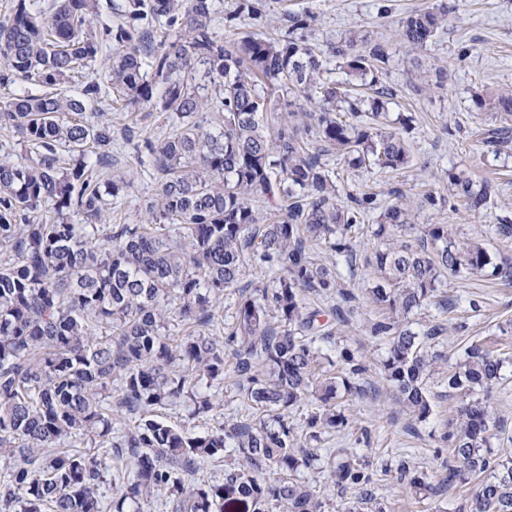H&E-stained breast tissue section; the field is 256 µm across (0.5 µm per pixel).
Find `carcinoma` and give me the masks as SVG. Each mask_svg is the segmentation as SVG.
I'll list each match as a JSON object with an SVG mask.
<instances>
[{"instance_id":"1","label":"carcinoma","mask_w":512,"mask_h":512,"mask_svg":"<svg viewBox=\"0 0 512 512\" xmlns=\"http://www.w3.org/2000/svg\"><path fill=\"white\" fill-rule=\"evenodd\" d=\"M101 8L100 0H57L48 10L17 0L0 20V80L39 87L0 103V126L30 148L21 161L0 159V512H151L160 497L168 512H323L300 478L321 458L297 429L311 443L346 428L344 399L364 394L368 365L348 346L334 356L322 350L333 333L303 293L338 297V316L356 296L338 281L337 263L317 261L311 247L352 265L357 226L376 213L378 277L367 295L384 316L368 332L386 341L385 380L417 421L432 412L433 346L447 328L421 335L405 319L444 280L511 279L512 263L494 261L482 239L453 224L417 229L414 203L400 191L388 204L371 193L341 198L311 151L314 133L352 169L410 164L405 138L382 122L393 97L378 87L385 42L350 30L331 46L349 76L376 86L365 100L324 81L323 60L298 36L309 13L286 16L278 38L225 41L213 29V0H124L121 21L98 27ZM269 11V0H243L234 14ZM444 21L441 8L416 11L401 21L400 38L420 51ZM84 70L105 80L64 93ZM109 95L178 122L145 141L164 178L142 224L101 225L108 197L131 187L93 177L89 149L110 157L112 123L95 109ZM290 95L317 96L320 110L299 122L279 111ZM475 104L501 128L512 125L511 91L478 94ZM93 110L96 120H84ZM339 112L358 122L337 120ZM496 195L489 181L448 175L450 211L458 203L479 211ZM234 294L233 322L217 335L216 304ZM505 362L493 343L473 341L443 379L459 399L444 434L448 483L480 478L465 512H512V457L492 452L488 402ZM228 363L254 421L224 419L206 393L224 385ZM181 404L187 419L215 426L194 432L158 419ZM306 404L313 410L298 427L290 413ZM124 419L135 425L119 429ZM226 456L222 482L196 478ZM327 465L336 483L372 500L366 464L349 449L331 450Z\"/></svg>"}]
</instances>
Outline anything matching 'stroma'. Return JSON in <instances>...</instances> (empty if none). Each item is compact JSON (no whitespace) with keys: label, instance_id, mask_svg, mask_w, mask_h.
I'll return each mask as SVG.
<instances>
[{"label":"stroma","instance_id":"obj_1","mask_svg":"<svg viewBox=\"0 0 512 512\" xmlns=\"http://www.w3.org/2000/svg\"><path fill=\"white\" fill-rule=\"evenodd\" d=\"M270 4L267 20L252 26V33L274 37L284 26V12L312 13L316 21L307 40L326 59L327 82L348 79L345 69L329 53L330 44L346 31L360 29L388 45L390 59L380 82L393 93L390 119L401 115L413 118L405 135L411 165L400 172L376 167L352 170L329 158L340 190L374 192L384 201L400 191L421 202L428 191L446 193L449 172L466 169L474 181L496 185L494 203L474 215L463 209L450 212L444 202L433 207L423 205L417 223L457 225L461 233L483 238L494 258H512V240H502L492 232L493 225L512 224V130L497 142H488L486 131L494 126L492 116L474 103L476 95L512 90V0H270ZM438 6L447 11L444 29L420 52H407L398 36L399 20ZM101 108L112 122V158L104 176L132 181L129 191L113 200L103 221L142 223L145 203L156 192L159 174L141 139L130 136L129 130L142 125L151 135L157 127L145 124L142 113L129 111L122 103L106 101ZM358 239L355 266L342 263L337 267L342 283L357 300L346 309L344 321L333 323L332 328L336 346L359 350L369 364L367 392L347 407L350 427L325 435L322 445L347 448L368 460L374 498L361 512H460L465 492L448 482L450 449L441 439L456 415L457 400L449 396L443 379L466 342L491 339L512 356V335L503 336L498 331L504 320H512V279L449 280L436 292L438 298L447 300V308L431 304L415 312V331L421 333L439 323L446 332L436 345L441 359L428 381L432 413L425 421H414L401 412L382 377L385 343L371 339L367 332V322L379 313L366 295L377 271L368 231H361ZM477 297L482 307L475 312L470 301ZM490 402L497 430L511 437L507 443L492 440L491 447L495 453L512 455V364L505 365L503 379ZM403 461L411 471L426 475L437 490L435 497L418 500L399 484L395 469Z\"/></svg>","mask_w":512,"mask_h":512}]
</instances>
